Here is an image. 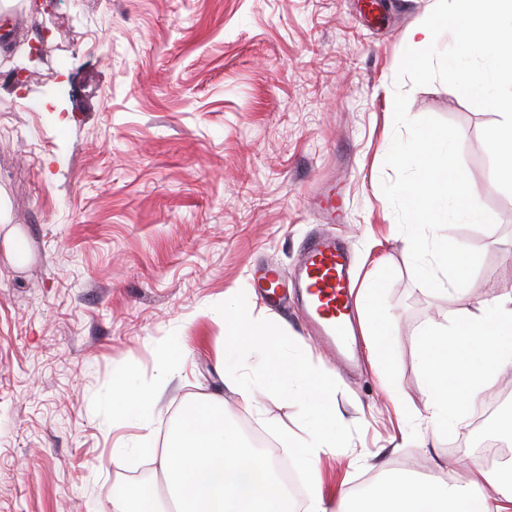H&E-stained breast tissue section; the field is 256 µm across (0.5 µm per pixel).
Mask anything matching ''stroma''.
Returning a JSON list of instances; mask_svg holds the SVG:
<instances>
[{
	"instance_id": "1",
	"label": "stroma",
	"mask_w": 512,
	"mask_h": 512,
	"mask_svg": "<svg viewBox=\"0 0 512 512\" xmlns=\"http://www.w3.org/2000/svg\"><path fill=\"white\" fill-rule=\"evenodd\" d=\"M16 0L0 9V512H111L113 486L162 492L160 459L113 457L139 435L112 426L116 372L150 377L151 350L181 339L187 359L152 425L163 447L182 410L215 395L248 444L273 463L307 440L305 408L251 380L246 407L230 385L262 358L243 350L216 367L225 294L263 317L335 376L343 446L322 459L329 497L364 494L387 477L478 470L462 444L485 400L451 438L417 423L401 435L367 345L341 366L303 321L299 298L271 305L254 285L279 267L290 289L303 238L350 242L359 274L392 267L387 293L398 361L395 390L423 409L420 329L480 299L512 292V194L494 182L482 129L496 112L449 86L396 74L409 33L436 0ZM408 114L461 131L474 197L495 219L442 235L481 263L460 294L423 292L381 185L396 91ZM46 109L31 112L27 101ZM344 202L330 217L329 190ZM29 257L14 264L8 229Z\"/></svg>"
}]
</instances>
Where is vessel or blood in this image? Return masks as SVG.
I'll return each mask as SVG.
<instances>
[{"label": "vessel or blood", "mask_w": 512, "mask_h": 512, "mask_svg": "<svg viewBox=\"0 0 512 512\" xmlns=\"http://www.w3.org/2000/svg\"><path fill=\"white\" fill-rule=\"evenodd\" d=\"M294 281L315 335L332 340L351 315L353 257L350 245L322 233L311 234L300 253Z\"/></svg>", "instance_id": "1"}]
</instances>
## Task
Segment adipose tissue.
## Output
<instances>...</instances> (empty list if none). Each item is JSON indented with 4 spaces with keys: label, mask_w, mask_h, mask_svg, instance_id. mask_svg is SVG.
<instances>
[{
    "label": "adipose tissue",
    "mask_w": 512,
    "mask_h": 512,
    "mask_svg": "<svg viewBox=\"0 0 512 512\" xmlns=\"http://www.w3.org/2000/svg\"><path fill=\"white\" fill-rule=\"evenodd\" d=\"M224 325L221 357L246 346L268 348L264 322L243 309L237 298L225 297L215 314ZM155 373L139 382L119 372L112 379V422L137 421L150 427L157 403L180 373L183 354L176 342L155 348ZM274 393L308 408L310 439L292 444L290 455L307 475L305 501L295 507L272 461L246 444L238 426L227 419L219 401L192 402L181 414L166 448L155 450L150 434L114 448V455L160 453L167 498L159 500L119 487L113 512H512V460L494 469H480L466 483L394 477L367 495L325 497L317 475L323 458L342 445V422L336 413L334 378L316 371L297 353L276 363L264 360L257 371Z\"/></svg>",
    "instance_id": "1"
}]
</instances>
